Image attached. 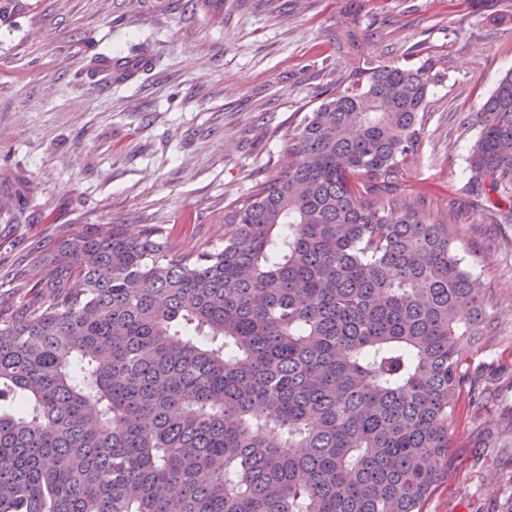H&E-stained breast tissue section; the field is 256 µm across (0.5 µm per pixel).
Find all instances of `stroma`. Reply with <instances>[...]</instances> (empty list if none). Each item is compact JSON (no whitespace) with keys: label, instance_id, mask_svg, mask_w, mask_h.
I'll use <instances>...</instances> for the list:
<instances>
[{"label":"stroma","instance_id":"1","mask_svg":"<svg viewBox=\"0 0 512 512\" xmlns=\"http://www.w3.org/2000/svg\"><path fill=\"white\" fill-rule=\"evenodd\" d=\"M364 51L438 61L407 201L443 221L492 297L490 336L463 350L477 380L450 427L448 474L425 512L512 503V222L472 190L476 113L512 68V0H24L0 18V307L28 302L43 250L86 224H161L175 255L223 244L224 215L285 170V134Z\"/></svg>","mask_w":512,"mask_h":512}]
</instances>
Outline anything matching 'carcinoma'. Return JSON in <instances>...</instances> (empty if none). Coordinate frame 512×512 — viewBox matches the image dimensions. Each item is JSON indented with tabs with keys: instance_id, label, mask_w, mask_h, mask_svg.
<instances>
[{
	"instance_id": "obj_1",
	"label": "carcinoma",
	"mask_w": 512,
	"mask_h": 512,
	"mask_svg": "<svg viewBox=\"0 0 512 512\" xmlns=\"http://www.w3.org/2000/svg\"><path fill=\"white\" fill-rule=\"evenodd\" d=\"M433 68L359 57L222 246L85 224L39 258L47 294L0 310V512H424L490 307L396 194ZM477 119L472 187L505 201L511 70Z\"/></svg>"
}]
</instances>
